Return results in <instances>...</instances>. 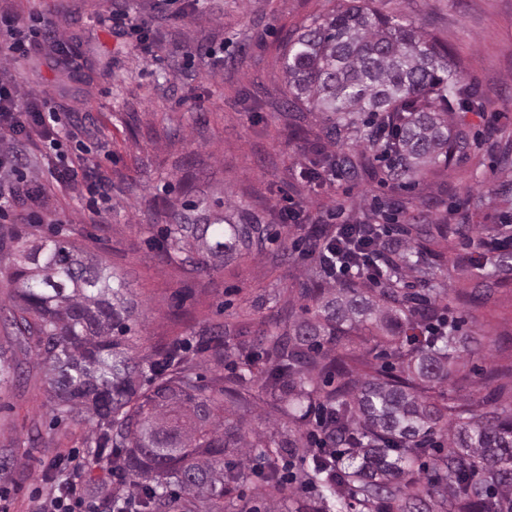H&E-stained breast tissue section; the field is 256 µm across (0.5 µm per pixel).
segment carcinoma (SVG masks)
<instances>
[{
  "instance_id": "carcinoma-1",
  "label": "carcinoma",
  "mask_w": 512,
  "mask_h": 512,
  "mask_svg": "<svg viewBox=\"0 0 512 512\" xmlns=\"http://www.w3.org/2000/svg\"><path fill=\"white\" fill-rule=\"evenodd\" d=\"M287 104L325 116L327 144L313 165L326 171L349 163L333 150L344 131L367 132L372 147L389 158L393 180H417L424 168L467 148L466 131L448 124V113L468 111L475 88L447 50L411 24L379 14L367 3L343 0L323 18L303 26L285 45ZM365 228L390 254L366 288L301 289V315L292 330H263L236 344L241 370L200 384L186 347L174 340L149 360L133 353L142 331L133 318L131 289L106 261L53 233L29 243L14 227H0V274L13 307L4 322L16 338H36L35 356L45 370L53 411L95 426L97 459L116 483L131 479L139 497L133 512H170L175 491L189 495L185 512H259L235 500L243 461H224L255 449L267 460L265 494L285 495L277 461L307 464L295 480L314 489L312 512H512V406L497 390L476 409L429 395L457 372L459 354H472L473 337L446 328L451 304L489 296L512 279V252L493 254L479 226L471 250L448 259L450 270L478 278L469 291L441 297L405 291L404 268L428 286L443 273V255L390 235L386 224ZM268 237V225L246 209L238 221L224 214L221 197L187 196L169 215L161 250L190 270L207 272L226 256L249 252ZM311 249L339 245L314 226ZM353 331L380 350L387 366L359 377L351 359L336 352ZM230 337L213 326L201 330L205 361L224 365ZM268 369L259 386L270 405L294 428L247 439L231 406L252 397L253 367ZM323 377L315 383L312 374ZM149 386H144V381ZM335 387H330L333 381ZM322 412L327 447L313 455L300 429ZM446 440V447L434 438ZM345 446L343 452L335 449ZM434 456L433 473L421 478L414 465Z\"/></svg>"
}]
</instances>
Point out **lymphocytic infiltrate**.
Instances as JSON below:
<instances>
[{"label":"lymphocytic infiltrate","instance_id":"lymphocytic-infiltrate-1","mask_svg":"<svg viewBox=\"0 0 512 512\" xmlns=\"http://www.w3.org/2000/svg\"><path fill=\"white\" fill-rule=\"evenodd\" d=\"M51 50L64 64L75 61L70 41L42 16H32L30 24H21L10 13L0 12V172L9 175L0 180V220L20 216L22 223L41 224L46 219L44 195L47 185L66 186L77 171L71 160L57 151L62 139L71 137V123L66 112L51 105L42 92L23 90L12 69L21 61L38 57ZM48 142L55 151L40 175L27 177V160L17 150V143L31 137ZM381 260V247L371 242L356 261L340 266L336 262L324 264L327 276L336 281L373 280ZM56 471L64 473L69 488L65 494L46 498L39 512H85V489L81 473L84 464L70 456L57 455Z\"/></svg>","mask_w":512,"mask_h":512}]
</instances>
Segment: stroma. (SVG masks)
I'll return each mask as SVG.
<instances>
[{
	"label": "stroma",
	"mask_w": 512,
	"mask_h": 512,
	"mask_svg": "<svg viewBox=\"0 0 512 512\" xmlns=\"http://www.w3.org/2000/svg\"><path fill=\"white\" fill-rule=\"evenodd\" d=\"M333 2L175 0L163 12L157 0H0L21 22L42 15L77 47L79 70L56 64L48 51L20 70L25 86L43 90L71 115L78 136L64 146L69 157L95 162L91 177L52 193L49 206L62 225L29 224L25 231L33 239L58 232L124 274L143 322L133 339L136 353L175 340L196 346L200 330L215 324L248 338L288 327L312 261L306 226L277 221L285 205L311 211L331 229L329 215L338 208L357 220L381 209L391 224L446 232L447 240L431 242L434 250L463 247L450 232L460 222L498 237L512 221V205L493 192L512 180V169L499 161L501 118L512 117V0H373L381 13L448 48L482 98L471 111L448 115L469 135L464 154L408 184L390 180L385 162L352 139L345 146L353 168L343 179L308 175L313 145L326 142V124L320 113L287 105L282 53ZM113 8L127 11L133 23L148 22L149 52L100 25ZM95 177L107 179L112 197L110 214L98 223L85 208ZM187 181L198 195L264 216L281 240L295 245L293 255L267 243L208 273L169 262L157 249L159 230L166 211L180 208ZM448 321L481 338L479 355L462 356L451 396L482 404L493 370L502 402H511L512 282L494 287L488 301L457 303ZM0 358L24 371L0 388V512H36L53 491L51 460L70 453L86 463L83 477L95 489L89 507L107 512L97 490L110 486L112 476L94 455L93 427L54 416L33 350L20 348L1 325Z\"/></svg>",
	"instance_id": "1"
}]
</instances>
